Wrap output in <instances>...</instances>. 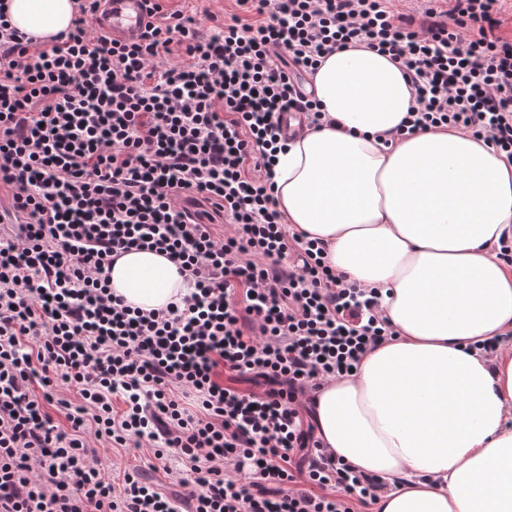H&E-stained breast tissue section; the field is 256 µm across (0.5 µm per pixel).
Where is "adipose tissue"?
<instances>
[{
  "mask_svg": "<svg viewBox=\"0 0 512 512\" xmlns=\"http://www.w3.org/2000/svg\"><path fill=\"white\" fill-rule=\"evenodd\" d=\"M12 27L69 28L74 0H7ZM329 122L277 152L285 223L323 242L348 280L384 288L395 331L316 397V433L337 457L382 477L374 512H512V164L445 126L405 135L414 103L399 66L366 45L325 56L311 78ZM128 305L183 291L165 255L132 250L110 270Z\"/></svg>",
  "mask_w": 512,
  "mask_h": 512,
  "instance_id": "ef3b65f1",
  "label": "adipose tissue"
}]
</instances>
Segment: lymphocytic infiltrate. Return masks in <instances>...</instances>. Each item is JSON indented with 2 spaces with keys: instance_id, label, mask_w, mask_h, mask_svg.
<instances>
[{
  "instance_id": "1",
  "label": "lymphocytic infiltrate",
  "mask_w": 512,
  "mask_h": 512,
  "mask_svg": "<svg viewBox=\"0 0 512 512\" xmlns=\"http://www.w3.org/2000/svg\"><path fill=\"white\" fill-rule=\"evenodd\" d=\"M237 2L207 35L152 0L131 45L96 28L100 0L44 40L0 6V195L23 219L0 233V512H358L382 489L304 420L390 328L377 289L288 231L282 117L322 126L300 78L363 43L415 91L401 130L445 125L512 162V39L499 0ZM131 250L165 254L187 294L127 305L109 273ZM243 375L264 390L224 382ZM101 440L153 459L114 486ZM173 462L178 495L152 478Z\"/></svg>"
}]
</instances>
